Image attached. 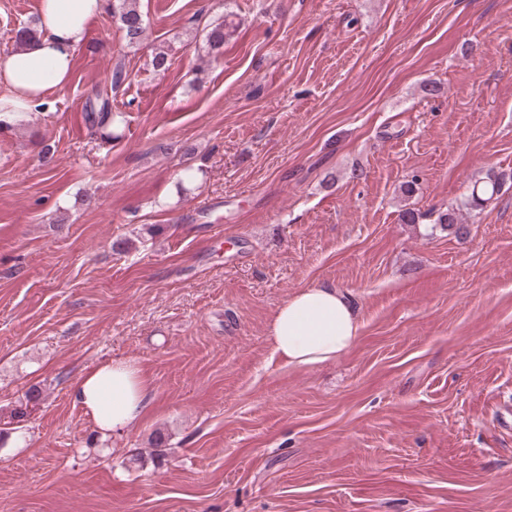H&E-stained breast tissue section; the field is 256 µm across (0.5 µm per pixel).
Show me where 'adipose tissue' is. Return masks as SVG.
Wrapping results in <instances>:
<instances>
[{
    "instance_id": "ef3b65f1",
    "label": "adipose tissue",
    "mask_w": 512,
    "mask_h": 512,
    "mask_svg": "<svg viewBox=\"0 0 512 512\" xmlns=\"http://www.w3.org/2000/svg\"><path fill=\"white\" fill-rule=\"evenodd\" d=\"M107 0H40L39 33L0 56V122L28 120L45 96L63 88L74 52L87 37L90 21ZM356 310L330 286L303 289L281 305L270 325L272 354L292 367L331 362L359 338ZM150 380L132 359H114L91 368L72 390L99 431L120 434L136 426L150 405Z\"/></svg>"
}]
</instances>
